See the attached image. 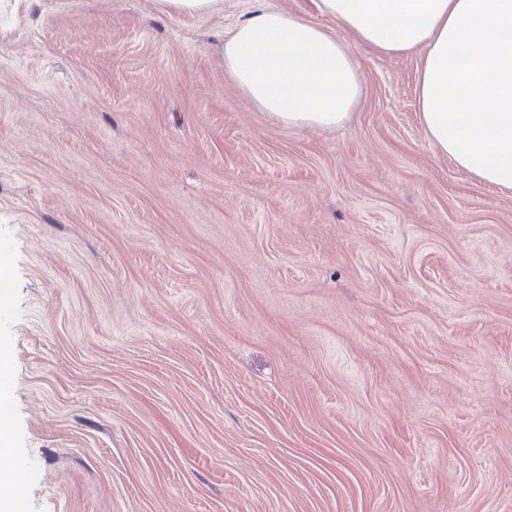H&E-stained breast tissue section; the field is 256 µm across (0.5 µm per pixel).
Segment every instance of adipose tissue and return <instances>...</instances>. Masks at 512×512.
<instances>
[{"label": "adipose tissue", "instance_id": "obj_1", "mask_svg": "<svg viewBox=\"0 0 512 512\" xmlns=\"http://www.w3.org/2000/svg\"><path fill=\"white\" fill-rule=\"evenodd\" d=\"M343 36L260 4L224 35V72L288 126L333 128L362 95L345 36L390 54L423 49L417 100L436 150L512 191V0H319Z\"/></svg>", "mask_w": 512, "mask_h": 512}]
</instances>
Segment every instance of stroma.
I'll list each match as a JSON object with an SVG mask.
<instances>
[{"label":"stroma","instance_id":"1","mask_svg":"<svg viewBox=\"0 0 512 512\" xmlns=\"http://www.w3.org/2000/svg\"><path fill=\"white\" fill-rule=\"evenodd\" d=\"M253 0H0V397L25 512H512V195L422 51L332 130L224 75ZM221 0H156L159 12L165 14H204L215 10Z\"/></svg>","mask_w":512,"mask_h":512}]
</instances>
